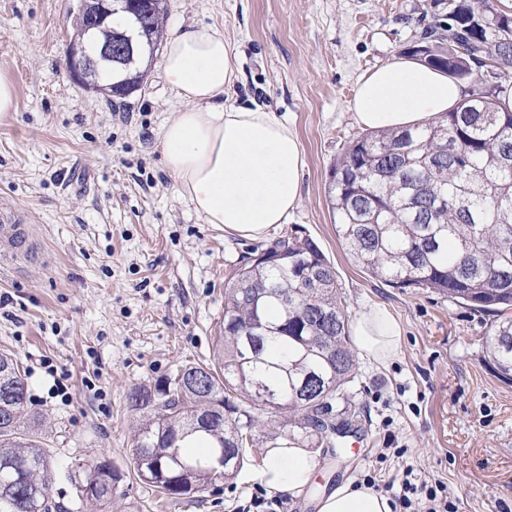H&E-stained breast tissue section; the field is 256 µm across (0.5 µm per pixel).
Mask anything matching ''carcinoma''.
Returning a JSON list of instances; mask_svg holds the SVG:
<instances>
[{"mask_svg":"<svg viewBox=\"0 0 512 512\" xmlns=\"http://www.w3.org/2000/svg\"><path fill=\"white\" fill-rule=\"evenodd\" d=\"M143 44L165 34L163 0L130 13ZM112 32V75L95 71L84 87L112 78L121 96L143 72L123 35ZM419 45L429 65L468 84V94L443 116L402 130L370 131L351 143L332 170L329 197L336 232L369 274L393 288L433 289L494 317L483 338L501 376L512 380V112L498 96L512 86V16L491 0H448V25L426 29ZM496 68L490 82L476 72ZM236 272L224 297L216 346L218 366L189 364L154 388L129 397L139 415L133 460L137 478L171 496L198 501L215 477L210 460L224 452L223 477L243 468L242 448L255 416L285 414L281 428L311 430L331 444L336 433L318 423L328 408L348 422L345 404L356 374L336 272L317 243L294 230ZM27 388L17 361L0 353V512H65L52 497L51 461L26 421ZM203 431L209 454L183 441ZM75 489L103 505L125 475L107 462L78 465Z\"/></svg>","mask_w":512,"mask_h":512,"instance_id":"obj_1","label":"carcinoma"}]
</instances>
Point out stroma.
I'll return each instance as SVG.
<instances>
[{"instance_id":"stroma-1","label":"stroma","mask_w":512,"mask_h":512,"mask_svg":"<svg viewBox=\"0 0 512 512\" xmlns=\"http://www.w3.org/2000/svg\"><path fill=\"white\" fill-rule=\"evenodd\" d=\"M77 0H0V68L16 109L0 113V197L32 224L43 260L0 265V352L20 364L35 431L68 512H240L282 430L264 425L234 478L201 504L161 495L134 473L129 395L187 363L217 361L224 292L270 240H228L174 190L157 147L177 102L159 62L123 98L74 83L66 50ZM166 31L220 30L237 52L230 96L287 116L307 168L300 207L277 236L304 229L334 265L349 318L384 306L401 329L396 358L357 357L356 432L312 453L315 473L284 512H318L346 481H400L406 465L448 487L456 512H512V381L484 352L491 317L427 288L373 278L338 237L331 168L363 133L349 110L359 77L406 58L421 31L448 22V0H166ZM297 447L302 431L287 434ZM404 449L396 457L395 449ZM125 481L109 505L80 501L78 462Z\"/></svg>"}]
</instances>
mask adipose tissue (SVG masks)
I'll return each instance as SVG.
<instances>
[{
    "mask_svg": "<svg viewBox=\"0 0 512 512\" xmlns=\"http://www.w3.org/2000/svg\"><path fill=\"white\" fill-rule=\"evenodd\" d=\"M237 54L211 26L191 25L165 42L162 69L179 108L162 127L157 146L175 189L208 224L226 237L261 240L288 223L303 199L305 153L287 119L257 101L238 105L225 94L237 79ZM467 84L421 62L394 60L368 71L350 110L360 127L399 130L452 109ZM364 357L388 365L401 331L381 306L361 312L351 327ZM313 464L303 449L280 438L269 449L257 479L270 494L302 491ZM388 498L363 484L346 483L319 512H391Z\"/></svg>",
    "mask_w": 512,
    "mask_h": 512,
    "instance_id": "adipose-tissue-1",
    "label": "adipose tissue"
}]
</instances>
